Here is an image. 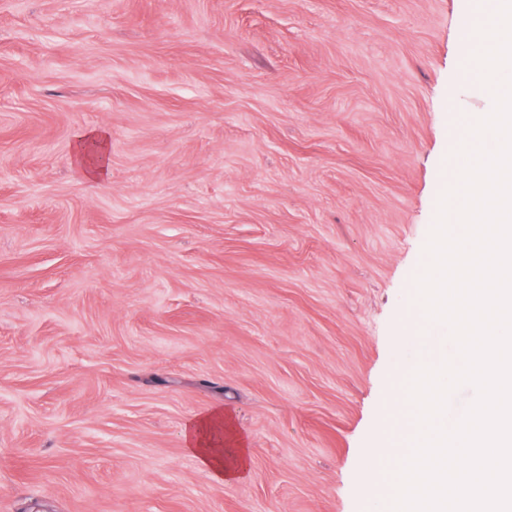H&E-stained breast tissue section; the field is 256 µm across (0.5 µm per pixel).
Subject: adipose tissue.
Returning a JSON list of instances; mask_svg holds the SVG:
<instances>
[{"mask_svg":"<svg viewBox=\"0 0 512 512\" xmlns=\"http://www.w3.org/2000/svg\"><path fill=\"white\" fill-rule=\"evenodd\" d=\"M109 139L108 131L102 128L85 131L78 137L73 164L87 180H105ZM184 440L187 452L213 479L229 483L248 477L250 453L230 413L212 410L195 417L184 429Z\"/></svg>","mask_w":512,"mask_h":512,"instance_id":"ef3b65f1","label":"adipose tissue"}]
</instances>
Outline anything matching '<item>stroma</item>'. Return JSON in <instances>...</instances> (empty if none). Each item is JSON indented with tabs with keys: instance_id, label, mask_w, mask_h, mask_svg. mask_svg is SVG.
<instances>
[{
	"instance_id": "obj_1",
	"label": "stroma",
	"mask_w": 512,
	"mask_h": 512,
	"mask_svg": "<svg viewBox=\"0 0 512 512\" xmlns=\"http://www.w3.org/2000/svg\"><path fill=\"white\" fill-rule=\"evenodd\" d=\"M495 7L0 0V512H385L357 474ZM218 408L240 481L185 450ZM109 139L106 129L83 132L76 141L73 165L89 181L100 182L108 174Z\"/></svg>"
}]
</instances>
